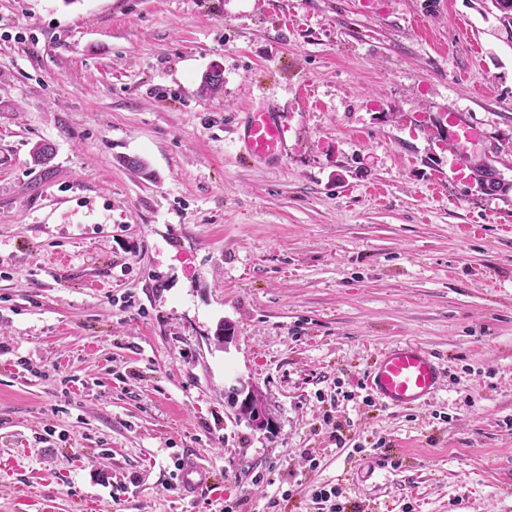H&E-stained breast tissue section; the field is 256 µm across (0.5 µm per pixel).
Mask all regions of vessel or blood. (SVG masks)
<instances>
[{
	"instance_id": "vessel-or-blood-1",
	"label": "vessel or blood",
	"mask_w": 512,
	"mask_h": 512,
	"mask_svg": "<svg viewBox=\"0 0 512 512\" xmlns=\"http://www.w3.org/2000/svg\"><path fill=\"white\" fill-rule=\"evenodd\" d=\"M244 157L275 161L286 144L279 114L271 106L247 109L237 131ZM439 383V366L431 354L417 346H396L385 352L367 376L368 389L390 406L421 403L432 395ZM208 471L195 460L184 462L181 486L192 493L207 484Z\"/></svg>"
}]
</instances>
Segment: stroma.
<instances>
[{"instance_id": "obj_1", "label": "stroma", "mask_w": 512, "mask_h": 512, "mask_svg": "<svg viewBox=\"0 0 512 512\" xmlns=\"http://www.w3.org/2000/svg\"><path fill=\"white\" fill-rule=\"evenodd\" d=\"M265 102L286 152L242 161ZM480 160L512 179L490 0H0V512H512V194ZM399 344L426 402L366 386ZM439 383V366L418 346H396L385 352L367 376L368 389L390 406L421 403ZM238 392L243 396L239 403V410L252 427L259 431L271 430L273 421L262 393L253 387H243ZM208 470L194 459L184 462L180 473L181 487L187 493H193L207 484Z\"/></svg>"}]
</instances>
